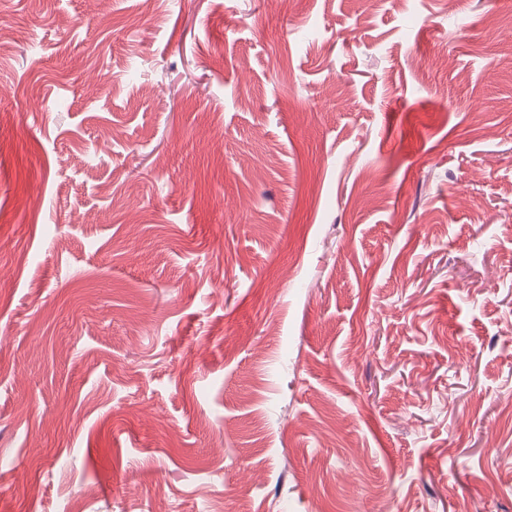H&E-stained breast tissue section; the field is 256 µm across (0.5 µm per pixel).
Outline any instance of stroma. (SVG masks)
Instances as JSON below:
<instances>
[{
	"label": "stroma",
	"mask_w": 512,
	"mask_h": 512,
	"mask_svg": "<svg viewBox=\"0 0 512 512\" xmlns=\"http://www.w3.org/2000/svg\"><path fill=\"white\" fill-rule=\"evenodd\" d=\"M0 24V512H512V0Z\"/></svg>",
	"instance_id": "1"
}]
</instances>
